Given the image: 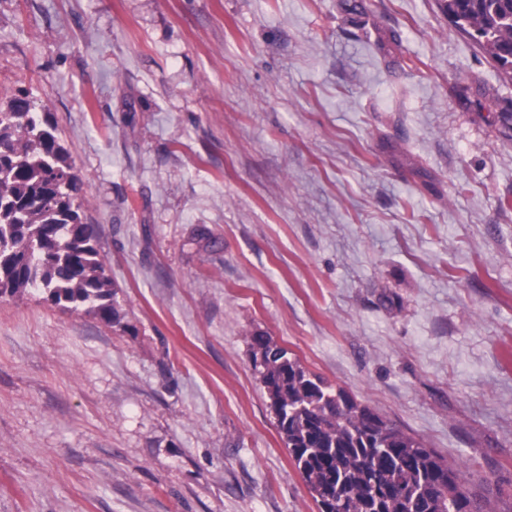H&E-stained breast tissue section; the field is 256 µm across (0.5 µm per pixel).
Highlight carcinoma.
I'll use <instances>...</instances> for the list:
<instances>
[{
	"label": "carcinoma",
	"mask_w": 512,
	"mask_h": 512,
	"mask_svg": "<svg viewBox=\"0 0 512 512\" xmlns=\"http://www.w3.org/2000/svg\"><path fill=\"white\" fill-rule=\"evenodd\" d=\"M445 11L512 70V0H446ZM49 116L25 95L0 107V296L42 291L110 323L112 282ZM252 345L277 428L318 512H495L433 449L310 377L269 337L255 335Z\"/></svg>",
	"instance_id": "obj_1"
}]
</instances>
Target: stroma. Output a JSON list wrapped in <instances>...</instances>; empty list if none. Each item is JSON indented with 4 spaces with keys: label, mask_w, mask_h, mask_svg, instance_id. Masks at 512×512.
I'll list each match as a JSON object with an SVG mask.
<instances>
[{
    "label": "stroma",
    "mask_w": 512,
    "mask_h": 512,
    "mask_svg": "<svg viewBox=\"0 0 512 512\" xmlns=\"http://www.w3.org/2000/svg\"><path fill=\"white\" fill-rule=\"evenodd\" d=\"M445 0H0L118 318L0 297V512H318L263 333L512 512V74Z\"/></svg>",
    "instance_id": "35a3bbf8"
}]
</instances>
